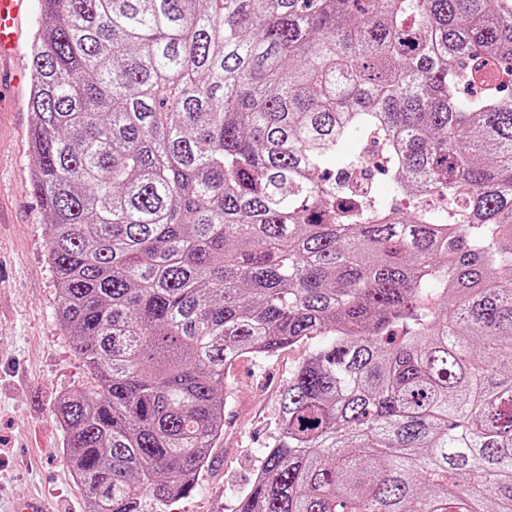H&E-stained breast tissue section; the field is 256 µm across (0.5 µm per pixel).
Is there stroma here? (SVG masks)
<instances>
[{"instance_id":"stroma-1","label":"stroma","mask_w":512,"mask_h":512,"mask_svg":"<svg viewBox=\"0 0 512 512\" xmlns=\"http://www.w3.org/2000/svg\"><path fill=\"white\" fill-rule=\"evenodd\" d=\"M39 22V0H29L15 55L0 64V512L30 493L45 496L52 512H85L55 406L93 379L56 319L49 227L30 191L29 48ZM313 347L303 340L229 364L224 432L193 491L164 505L143 499L142 512H237L277 433L282 387Z\"/></svg>"}]
</instances>
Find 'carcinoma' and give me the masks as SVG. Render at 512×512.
<instances>
[{
	"label": "carcinoma",
	"mask_w": 512,
	"mask_h": 512,
	"mask_svg": "<svg viewBox=\"0 0 512 512\" xmlns=\"http://www.w3.org/2000/svg\"><path fill=\"white\" fill-rule=\"evenodd\" d=\"M41 3L85 512L188 494L226 365L303 339L237 512H512V0ZM374 133L407 209L346 177Z\"/></svg>",
	"instance_id": "1"
}]
</instances>
